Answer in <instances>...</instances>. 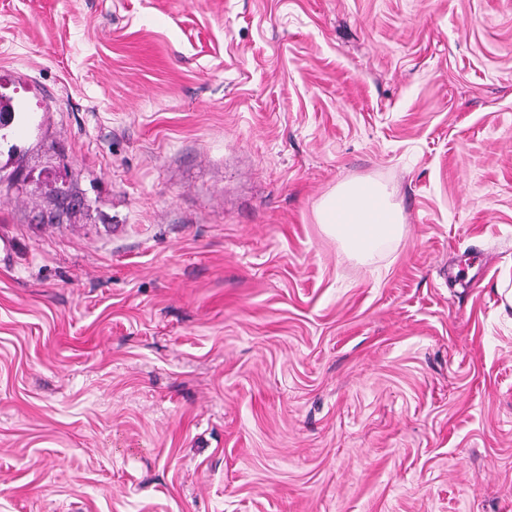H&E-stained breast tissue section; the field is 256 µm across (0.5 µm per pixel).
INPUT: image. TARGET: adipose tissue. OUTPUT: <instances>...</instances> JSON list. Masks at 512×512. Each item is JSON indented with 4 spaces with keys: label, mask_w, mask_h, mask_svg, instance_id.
I'll use <instances>...</instances> for the list:
<instances>
[{
    "label": "adipose tissue",
    "mask_w": 512,
    "mask_h": 512,
    "mask_svg": "<svg viewBox=\"0 0 512 512\" xmlns=\"http://www.w3.org/2000/svg\"><path fill=\"white\" fill-rule=\"evenodd\" d=\"M390 197L376 182H346L322 200L318 222L358 258L372 259L381 245L401 234V217Z\"/></svg>",
    "instance_id": "ef3b65f1"
}]
</instances>
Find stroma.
<instances>
[{
  "mask_svg": "<svg viewBox=\"0 0 512 512\" xmlns=\"http://www.w3.org/2000/svg\"><path fill=\"white\" fill-rule=\"evenodd\" d=\"M0 93V512H512V0H0ZM390 197L376 182H346L322 200L318 222L358 258L372 259L381 245L401 234V217ZM55 211L47 217V223L57 224L60 213L69 212L82 205V199L69 188L54 190Z\"/></svg>",
  "mask_w": 512,
  "mask_h": 512,
  "instance_id": "1",
  "label": "stroma"
}]
</instances>
